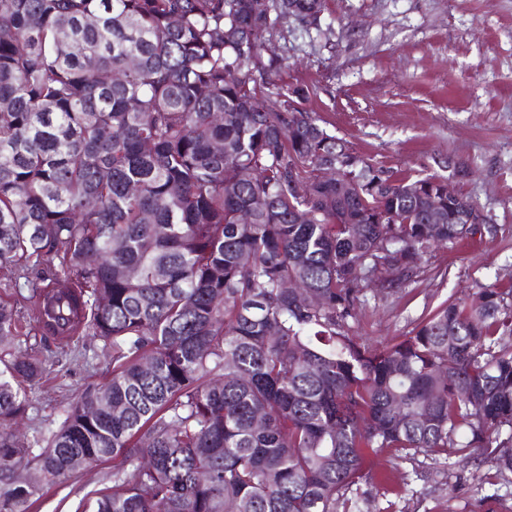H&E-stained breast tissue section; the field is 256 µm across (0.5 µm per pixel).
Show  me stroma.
Masks as SVG:
<instances>
[{
	"label": "stroma",
	"instance_id": "35a3bbf8",
	"mask_svg": "<svg viewBox=\"0 0 512 512\" xmlns=\"http://www.w3.org/2000/svg\"><path fill=\"white\" fill-rule=\"evenodd\" d=\"M271 48L287 57L284 84L304 85L303 106L364 161L394 176L452 180L496 235L455 249L436 247L415 281L369 290L355 335L388 343L446 300L470 299L478 286L512 281V0H326L318 26L292 22ZM465 163L470 176L457 174ZM50 372L27 390L21 428L27 443L46 441L86 388L112 375L102 341L81 336L40 347ZM370 482L353 486L362 512H512V474L482 453L458 461L396 459L368 451ZM29 512H85L112 485V464H93L41 481Z\"/></svg>",
	"mask_w": 512,
	"mask_h": 512
}]
</instances>
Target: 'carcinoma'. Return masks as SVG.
<instances>
[{
  "mask_svg": "<svg viewBox=\"0 0 512 512\" xmlns=\"http://www.w3.org/2000/svg\"><path fill=\"white\" fill-rule=\"evenodd\" d=\"M323 2L0 0V289L35 298L29 317L0 301V423L45 372L14 352L31 331L103 341L112 378L39 455L46 478L112 460L93 512L356 509L374 448H479L512 473L511 283L381 347L352 334L369 276L409 283L497 227L443 178L360 159L276 81L268 42ZM29 454L0 433V471ZM38 491H0V512Z\"/></svg>",
  "mask_w": 512,
  "mask_h": 512,
  "instance_id": "cac0c4a2",
  "label": "carcinoma"
}]
</instances>
